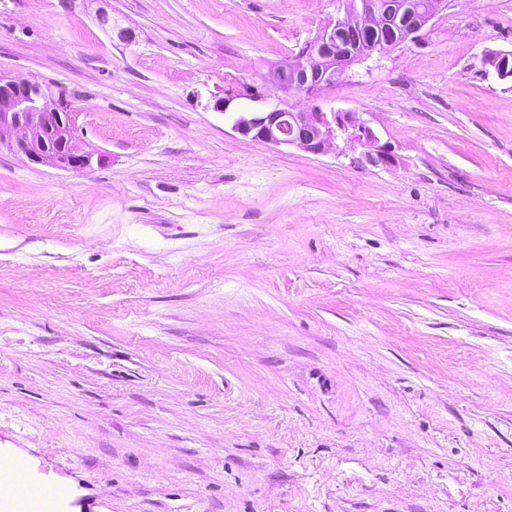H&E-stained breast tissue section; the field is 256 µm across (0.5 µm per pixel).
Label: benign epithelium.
Masks as SVG:
<instances>
[{
	"instance_id": "obj_1",
	"label": "benign epithelium",
	"mask_w": 512,
	"mask_h": 512,
	"mask_svg": "<svg viewBox=\"0 0 512 512\" xmlns=\"http://www.w3.org/2000/svg\"><path fill=\"white\" fill-rule=\"evenodd\" d=\"M441 0H432L422 17L413 16V6L406 0H344V12L336 16L295 57L287 60L274 75L281 94L247 86L215 103L224 119L239 134L276 146L297 147L312 154L327 151L335 133L346 130L347 112H295L288 104L289 95H312L331 88L346 69L360 63L375 51H384L407 40H414L433 18ZM408 20L396 30L385 31L399 16ZM361 32L375 34L373 47L358 52L343 42L345 50L336 51V37ZM484 63L500 82L512 84V52L486 55ZM354 138L369 147L364 160L372 166H389L393 156L379 144L368 126L358 127ZM74 122L68 104L61 96L36 80L5 79L0 76V150L6 148L26 156L35 164L64 169H81L86 156L73 151Z\"/></svg>"
}]
</instances>
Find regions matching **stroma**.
I'll list each match as a JSON object with an SVG mask.
<instances>
[{
  "mask_svg": "<svg viewBox=\"0 0 512 512\" xmlns=\"http://www.w3.org/2000/svg\"><path fill=\"white\" fill-rule=\"evenodd\" d=\"M341 9L0 0L90 158L0 152V455L52 512H512V0L293 97L390 166L225 123ZM512 52L500 51L486 55L484 59L485 65L491 69L486 70L489 74L492 72L493 76L500 82L510 83L512 85ZM510 63V65H509ZM359 134H354L357 140H365L369 150L364 153V160L372 166H390L393 156L387 146L379 144V138L369 126L358 127Z\"/></svg>",
  "mask_w": 512,
  "mask_h": 512,
  "instance_id": "35a3bbf8",
  "label": "stroma"
}]
</instances>
